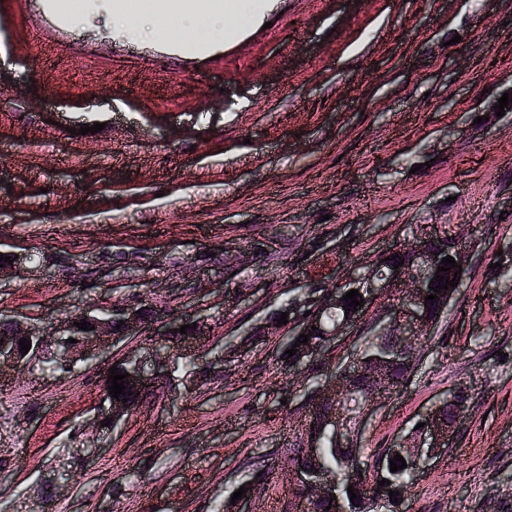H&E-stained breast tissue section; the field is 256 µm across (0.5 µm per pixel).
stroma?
Returning <instances> with one entry per match:
<instances>
[{"instance_id": "1", "label": "stroma", "mask_w": 512, "mask_h": 512, "mask_svg": "<svg viewBox=\"0 0 512 512\" xmlns=\"http://www.w3.org/2000/svg\"><path fill=\"white\" fill-rule=\"evenodd\" d=\"M207 50L0 0V314L50 327L141 303L157 320L71 371L0 373V512H213L247 469V512H288L306 370L284 373L288 298L340 283L433 224L463 228V285L411 381L359 431L364 459L455 388L452 445L408 512H512V0H267ZM102 123L94 134L77 125ZM386 295L321 360L330 381ZM204 317L190 386L117 426L110 367L161 320Z\"/></svg>"}]
</instances>
